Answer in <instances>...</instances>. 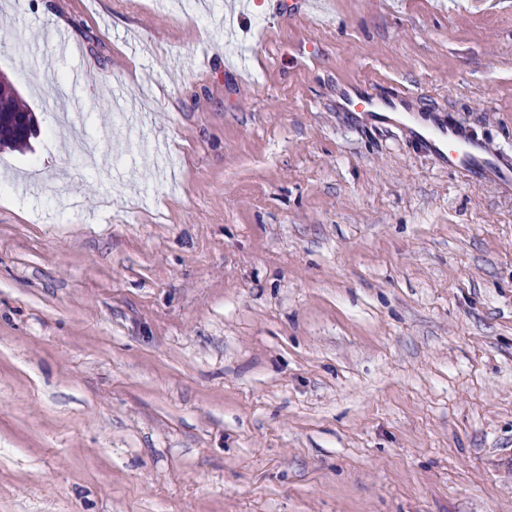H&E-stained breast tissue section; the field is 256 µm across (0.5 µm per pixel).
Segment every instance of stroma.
I'll list each match as a JSON object with an SVG mask.
<instances>
[{"label":"stroma","mask_w":512,"mask_h":512,"mask_svg":"<svg viewBox=\"0 0 512 512\" xmlns=\"http://www.w3.org/2000/svg\"><path fill=\"white\" fill-rule=\"evenodd\" d=\"M244 2L0 0V512H512V196L344 105L512 154V0ZM86 86H88V77L84 69H81L74 73L73 78L68 81L65 91L61 92L62 97L69 102L73 111L70 113L73 119L81 107L80 91ZM31 114L20 99L16 89L10 83L0 87V146L25 147L29 135L34 131L35 123L28 116ZM24 115L28 122L20 126L17 117ZM349 110L353 112H373L376 113L372 117L377 123H392L393 118L379 114V112H398L394 102L375 103L373 101L365 100L357 97L356 100L350 99L348 102Z\"/></svg>","instance_id":"35a3bbf8"}]
</instances>
